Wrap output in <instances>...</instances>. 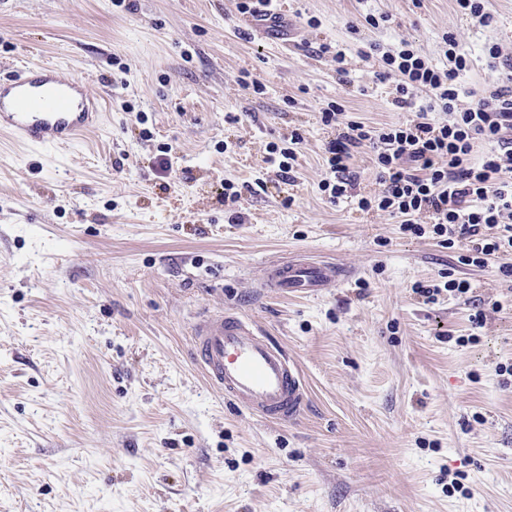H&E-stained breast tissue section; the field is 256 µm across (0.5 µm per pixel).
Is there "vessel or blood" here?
Wrapping results in <instances>:
<instances>
[{
  "label": "vessel or blood",
  "mask_w": 512,
  "mask_h": 512,
  "mask_svg": "<svg viewBox=\"0 0 512 512\" xmlns=\"http://www.w3.org/2000/svg\"><path fill=\"white\" fill-rule=\"evenodd\" d=\"M98 117L82 79L54 68L31 65L9 84H0V128L31 145L73 143ZM345 277V270L331 261L288 259L268 266L264 285L308 296ZM192 357L207 381L235 406L267 421H293L307 406L298 366L243 315L221 313L198 320Z\"/></svg>",
  "instance_id": "vessel-or-blood-1"
}]
</instances>
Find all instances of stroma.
I'll return each instance as SVG.
<instances>
[{
    "label": "stroma",
    "instance_id": "1",
    "mask_svg": "<svg viewBox=\"0 0 512 512\" xmlns=\"http://www.w3.org/2000/svg\"><path fill=\"white\" fill-rule=\"evenodd\" d=\"M239 3L0 0V83L51 63L101 106L70 146L0 137V512H512V276L330 203L318 117L398 122L381 51L439 64L449 32L469 107L498 78L485 45L512 55V0H487L488 26L456 0H288L286 41ZM295 128L286 181L266 157ZM299 254L350 276L313 298L263 287ZM451 278L470 293L415 291ZM228 309L298 365V421L233 409L193 364L194 322Z\"/></svg>",
    "mask_w": 512,
    "mask_h": 512
}]
</instances>
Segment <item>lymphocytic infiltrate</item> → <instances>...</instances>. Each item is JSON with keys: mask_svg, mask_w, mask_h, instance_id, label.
Masks as SVG:
<instances>
[{"mask_svg": "<svg viewBox=\"0 0 512 512\" xmlns=\"http://www.w3.org/2000/svg\"><path fill=\"white\" fill-rule=\"evenodd\" d=\"M446 65L430 63L411 44L382 56L379 82L394 80V105L406 112L403 121L375 129L350 119L338 103L319 111L321 123L338 134L326 148L330 176L320 184L329 202L345 198L356 176L351 169L355 148L370 144L380 192L361 197L360 211L374 209L398 219L403 232L422 234L427 217L435 235L446 244H464L467 263L484 267L499 261V271L512 273V179L501 175L503 161L512 160V59L498 46L484 51L485 65L506 79L489 84L464 110H456L459 76L471 59L454 35L444 38ZM435 111L449 113L436 121ZM487 152L475 158L477 144Z\"/></svg>", "mask_w": 512, "mask_h": 512, "instance_id": "1", "label": "lymphocytic infiltrate"}]
</instances>
